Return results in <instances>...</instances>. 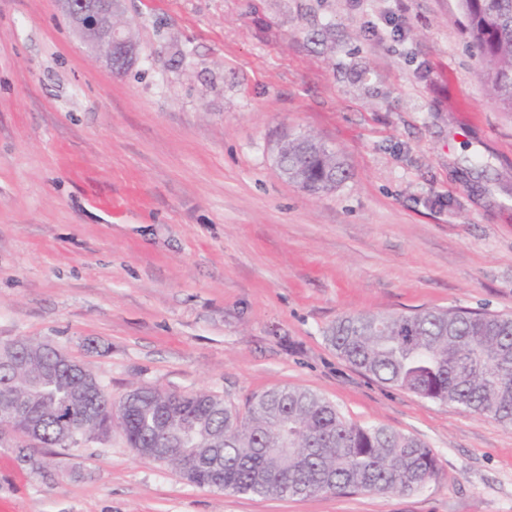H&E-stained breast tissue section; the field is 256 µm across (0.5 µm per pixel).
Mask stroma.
Here are the masks:
<instances>
[{
    "mask_svg": "<svg viewBox=\"0 0 512 512\" xmlns=\"http://www.w3.org/2000/svg\"><path fill=\"white\" fill-rule=\"evenodd\" d=\"M113 72L57 0H0V340L62 348L119 398L282 385L435 451L411 494L208 490L120 424L32 461L0 447V512H512V428L355 370L338 316H512V112L460 0H127ZM348 179L281 177L283 133ZM281 147L280 169L288 170V181H298L308 192H330L347 179L342 156L322 139L298 132L288 134Z\"/></svg>",
    "mask_w": 512,
    "mask_h": 512,
    "instance_id": "stroma-1",
    "label": "stroma"
}]
</instances>
